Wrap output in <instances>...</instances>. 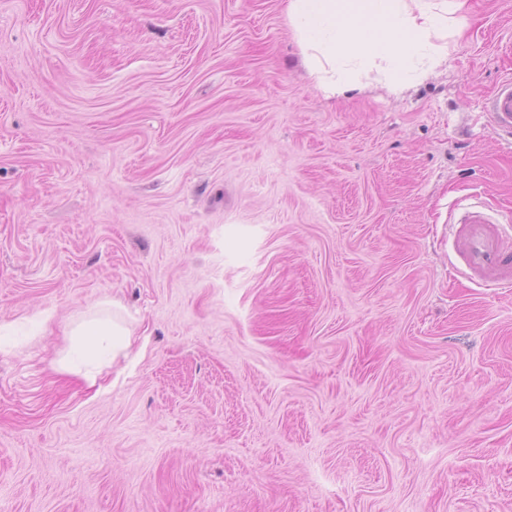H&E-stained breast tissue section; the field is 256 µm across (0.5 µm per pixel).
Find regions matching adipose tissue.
Instances as JSON below:
<instances>
[{
    "instance_id": "obj_1",
    "label": "adipose tissue",
    "mask_w": 512,
    "mask_h": 512,
    "mask_svg": "<svg viewBox=\"0 0 512 512\" xmlns=\"http://www.w3.org/2000/svg\"><path fill=\"white\" fill-rule=\"evenodd\" d=\"M286 13L305 65L331 96L356 85V63L377 68L391 88L404 86L444 54L438 40L453 21L447 0H287ZM71 334L68 360L92 382L131 346L114 302L82 316Z\"/></svg>"
}]
</instances>
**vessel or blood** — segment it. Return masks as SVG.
<instances>
[{
	"label": "vessel or blood",
	"mask_w": 512,
	"mask_h": 512,
	"mask_svg": "<svg viewBox=\"0 0 512 512\" xmlns=\"http://www.w3.org/2000/svg\"><path fill=\"white\" fill-rule=\"evenodd\" d=\"M492 127L501 140L512 144V78L503 79L485 102ZM454 249L469 272L495 288H512V248L504 245L499 225L483 212H466L457 222Z\"/></svg>",
	"instance_id": "obj_1"
}]
</instances>
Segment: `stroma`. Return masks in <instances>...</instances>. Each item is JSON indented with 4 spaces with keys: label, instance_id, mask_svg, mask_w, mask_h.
I'll return each instance as SVG.
<instances>
[{
    "label": "stroma",
    "instance_id": "1",
    "mask_svg": "<svg viewBox=\"0 0 512 512\" xmlns=\"http://www.w3.org/2000/svg\"><path fill=\"white\" fill-rule=\"evenodd\" d=\"M329 97L285 0H0V512H512V0ZM119 301L127 358L64 371ZM485 112L492 118V127L501 141L512 144V78L503 79L486 98ZM454 249L469 272L495 288H512V248L499 225L481 211H468L456 223Z\"/></svg>",
    "mask_w": 512,
    "mask_h": 512
}]
</instances>
